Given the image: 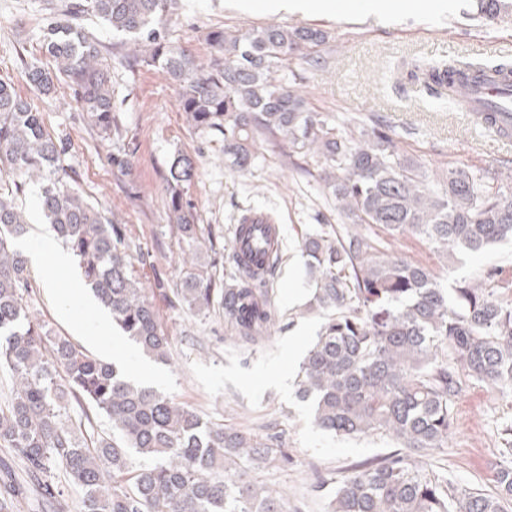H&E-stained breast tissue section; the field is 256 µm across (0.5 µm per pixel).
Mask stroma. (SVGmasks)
Listing matches in <instances>:
<instances>
[{
	"label": "stroma",
	"instance_id": "obj_1",
	"mask_svg": "<svg viewBox=\"0 0 512 512\" xmlns=\"http://www.w3.org/2000/svg\"><path fill=\"white\" fill-rule=\"evenodd\" d=\"M63 2L0 0V80L33 98L47 128L68 137L71 147L65 162L83 196L105 215L117 218L127 238L148 252V263L133 264L136 278L149 287L156 276L179 277L166 190L169 165L177 153L190 155L196 163L188 195L200 223L213 231L221 277H229L233 270L234 226L243 211L269 212L280 229L283 259L272 278L271 293L279 321L271 335L247 345L225 327L222 315H198L175 306L171 297H155L171 337V355L169 363L151 364L152 386L204 418L281 441L293 462L286 469L266 472V480L287 491L291 512H325L326 485L356 464L385 457L397 445L380 435L348 439L324 433L312 423L309 402L297 395L299 364L323 322L320 312L304 307L309 287L302 241L312 229L315 212L336 216V201L318 177L321 159L303 158L296 168L286 149L262 144L248 171L229 170L219 143L188 123L170 81L154 68L126 66L124 58L131 49L127 38L87 17L82 26L112 59L118 125L110 139H102L66 84H58L51 95H36L23 67L40 58L41 29L48 19L61 18ZM269 24H308L327 31L317 67L293 60L276 73L279 80L300 87L314 110L340 119L354 112L378 116L395 130L401 151L427 173L447 162L464 165L477 175L501 165L505 182H512V145H502L491 132L474 128L453 103L429 97L423 87L409 84L402 67L412 59L512 63V21L487 24L468 11L465 0H426L418 10L401 4L392 14L376 9L374 0H357L353 9L343 12H273L247 8L245 0H180L169 32L176 44L206 63L211 57L202 37L207 28L247 30ZM122 158L127 166H119ZM391 250L428 266L443 281L453 273L471 275L496 266L503 280L512 284V244L507 242L466 255L453 269L412 235L393 240ZM29 269L34 286L30 310L57 335L128 365L147 362L122 334H115L111 349L103 352L79 333L80 322L101 313L102 307L85 288L77 264H70L53 288L45 287L37 264ZM75 289L81 303L62 312L64 296ZM456 414L447 447L429 452L425 461L472 488L491 492L503 448L496 427L501 419L512 417V401L475 384L459 399Z\"/></svg>",
	"mask_w": 512,
	"mask_h": 512
}]
</instances>
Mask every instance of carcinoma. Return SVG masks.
Instances as JSON below:
<instances>
[{
	"label": "carcinoma",
	"mask_w": 512,
	"mask_h": 512,
	"mask_svg": "<svg viewBox=\"0 0 512 512\" xmlns=\"http://www.w3.org/2000/svg\"><path fill=\"white\" fill-rule=\"evenodd\" d=\"M177 0H71L66 19L48 22L41 49L51 67H26L42 95L64 82L104 138L115 129L112 63L74 20L100 19L141 48L135 62L159 70L179 92L191 126L222 137L224 165L248 170L259 141L288 148V158L316 154L336 210L338 228L314 219L303 252L311 273L312 305L324 322L298 372V394L312 402L320 430L342 437L388 436L398 449L352 468L327 492V512H506L512 503V460L483 493L428 469L423 453L445 448L455 409L473 383L512 398V291L488 266L448 286L422 264L389 251L411 234L445 258L512 241V186L501 172L477 179L455 165L438 173L436 188L419 162L399 153L396 139L370 116L352 114L340 128L312 110L293 86L274 78L282 64L317 63L326 32L267 25L246 31L212 27L204 34L208 63L175 44L168 19ZM489 23L512 12V0H477ZM480 62L413 60L407 76L430 95L453 97L485 72ZM70 142L45 127L33 101L0 80V372L10 377L0 400V447L20 463L38 497L54 512L69 504L52 479L60 468L80 499L76 512H286V497L254 477L288 466V449L199 413L132 380L123 366L54 336L31 315L27 259L17 241L28 232L17 194L40 184V200L57 239L76 260L82 279L112 314V323L143 354L169 361V336L152 303L171 293L191 311L224 310L238 338L254 342L277 323L269 277L232 254L231 282L216 276L215 251L186 188L195 162L178 153L167 179L177 244L196 258L179 281L146 288L131 272L132 251L122 227L87 201L64 164ZM383 230L385 237L372 232ZM103 417L112 433L87 442L79 433ZM149 464L137 468L132 458ZM29 487L13 476L0 488V512H24Z\"/></svg>",
	"instance_id": "1"
}]
</instances>
